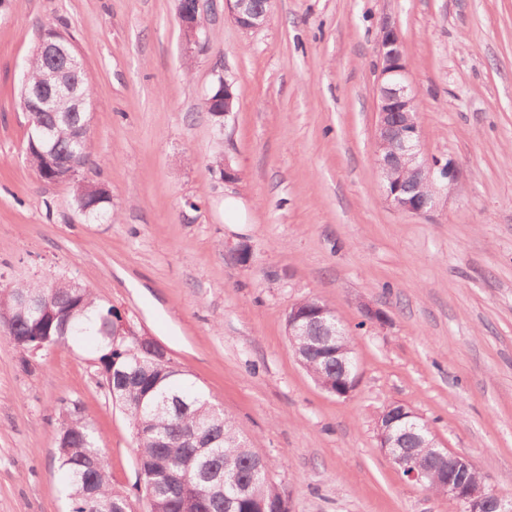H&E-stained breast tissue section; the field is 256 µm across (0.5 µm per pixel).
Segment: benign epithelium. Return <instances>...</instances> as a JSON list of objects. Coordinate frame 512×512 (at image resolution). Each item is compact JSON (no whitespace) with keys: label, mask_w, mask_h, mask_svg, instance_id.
<instances>
[{"label":"benign epithelium","mask_w":512,"mask_h":512,"mask_svg":"<svg viewBox=\"0 0 512 512\" xmlns=\"http://www.w3.org/2000/svg\"><path fill=\"white\" fill-rule=\"evenodd\" d=\"M273 0H225L231 18L238 27L252 31L263 27L271 16ZM200 0H179L178 17L182 35L187 48L199 44L207 38V32L199 17ZM381 67L378 74V92L376 101L377 129L375 145L384 149L378 156L377 164L384 184L386 199L396 208L414 214L432 211L437 205L438 193L450 188L458 178L453 162L444 165L428 158L420 131L416 96L409 84V71L404 64L402 40L396 29L383 28L381 38ZM38 49L45 57L42 83L34 86L24 85L22 99H36L43 110L67 112L85 109L82 99L76 97L71 85L65 79L66 74L79 75L83 64L74 53L65 50L59 38L47 32L43 33ZM405 177H414L420 182L431 185V192L422 202H410L397 195V183ZM330 325L331 334L336 340L345 335L341 322L333 317L331 307L319 304L313 313L299 310L294 305L288 312L287 324L290 339L308 335L312 324ZM114 334L123 339L134 337L130 354H146L160 364L170 360L167 350L148 337H139L126 321H121ZM336 389L330 394L347 397L355 389L357 373L355 359L351 349L336 346ZM420 415L409 406L394 402L386 407L384 418L377 421L379 447L403 472L406 479L416 485H424L428 478L435 479L445 488V496L455 501L461 512H512V501L503 498L489 489L485 482L473 481L460 484L454 478L437 475L431 468L421 464L404 466L405 457L413 450L405 446L406 432L403 428H416L415 420Z\"/></svg>","instance_id":"benign-epithelium-1"}]
</instances>
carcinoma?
I'll return each instance as SVG.
<instances>
[{
  "mask_svg": "<svg viewBox=\"0 0 512 512\" xmlns=\"http://www.w3.org/2000/svg\"><path fill=\"white\" fill-rule=\"evenodd\" d=\"M26 154L39 177L66 165L82 166L90 155L85 112H31ZM40 126L52 130L50 142L36 137ZM77 208L92 217L107 213L105 190L74 182ZM118 309L101 303L88 288H49L39 282L0 291V331L18 342L47 339L66 345L77 337L95 342L98 360L111 370L107 392L137 431V465L143 484L154 495L150 512H289L288 495L277 485L270 464L248 448L231 418L213 404L182 367L156 364L145 355L136 362L126 345L108 336ZM310 375L324 383L335 379L334 363L312 353L302 357ZM59 432L67 435L57 449L68 477V512H134V500L112 488L91 424L62 411ZM202 436L207 448L192 447Z\"/></svg>",
  "mask_w": 512,
  "mask_h": 512,
  "instance_id": "obj_1",
  "label": "carcinoma"
}]
</instances>
